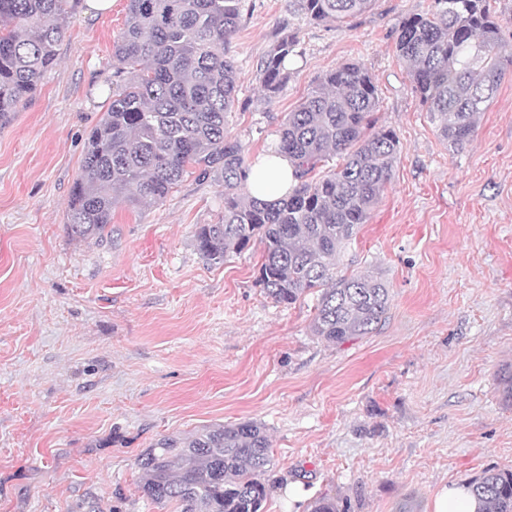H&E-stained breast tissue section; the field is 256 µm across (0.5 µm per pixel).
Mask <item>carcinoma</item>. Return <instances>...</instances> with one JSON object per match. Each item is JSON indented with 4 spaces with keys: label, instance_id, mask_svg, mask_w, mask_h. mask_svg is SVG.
<instances>
[{
    "label": "carcinoma",
    "instance_id": "obj_1",
    "mask_svg": "<svg viewBox=\"0 0 512 512\" xmlns=\"http://www.w3.org/2000/svg\"><path fill=\"white\" fill-rule=\"evenodd\" d=\"M63 0H0V128L57 61ZM373 0H300L315 22H344ZM244 0H129L113 56L116 88L84 152L69 197L66 230L78 241L98 239L118 204L149 208L186 174L224 182V215L202 224L194 246L207 263L262 245L260 282L268 298L291 305L317 294L312 335L342 345L371 334L389 309L386 284L374 275L338 274L347 247L378 203L399 152L394 131L376 126L377 87L360 64L326 73L288 113L277 152L294 167L297 184L274 203L246 191L242 145L228 138L227 115L237 100L239 72L228 43ZM499 20L489 0H434L427 14L406 18L395 43L415 93L438 135L455 149L471 141L509 71L500 51ZM284 34L257 64L264 98H276L298 55ZM337 158L322 176L316 169ZM272 462L264 427L252 420L207 426L166 437L142 455L140 488L177 512H260ZM477 512H512V469H491L468 484ZM310 512H343L322 495Z\"/></svg>",
    "mask_w": 512,
    "mask_h": 512
}]
</instances>
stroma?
<instances>
[{"instance_id": "stroma-1", "label": "stroma", "mask_w": 512, "mask_h": 512, "mask_svg": "<svg viewBox=\"0 0 512 512\" xmlns=\"http://www.w3.org/2000/svg\"><path fill=\"white\" fill-rule=\"evenodd\" d=\"M433 0H375L346 23L296 0H245L229 41L240 73L229 138L254 163L329 71L357 62L377 125L400 145L390 184L343 258L390 288L385 322L336 346L310 332L314 297L268 298L262 247L224 264L194 247L224 213L223 183L187 176L159 205L112 211L101 239L66 232L90 130L112 93L127 0H66L57 62L0 129V512H162L137 459L206 426L265 425L273 467L262 512H432L443 486L512 467V74L449 149L395 52ZM298 38L273 100L256 66Z\"/></svg>"}]
</instances>
